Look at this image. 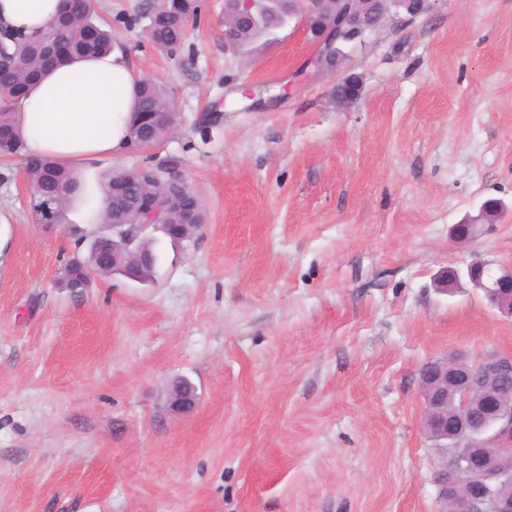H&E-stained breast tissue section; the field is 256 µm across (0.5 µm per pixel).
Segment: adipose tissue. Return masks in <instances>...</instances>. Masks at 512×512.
Masks as SVG:
<instances>
[{
    "instance_id": "ef3b65f1",
    "label": "adipose tissue",
    "mask_w": 512,
    "mask_h": 512,
    "mask_svg": "<svg viewBox=\"0 0 512 512\" xmlns=\"http://www.w3.org/2000/svg\"><path fill=\"white\" fill-rule=\"evenodd\" d=\"M61 3L0 0V27L39 34L57 16ZM137 79L118 49L48 70L31 87L21 106L22 133L29 152L50 155L67 164L125 152Z\"/></svg>"
}]
</instances>
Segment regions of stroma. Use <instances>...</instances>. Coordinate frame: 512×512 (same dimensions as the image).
I'll return each mask as SVG.
<instances>
[{
	"label": "stroma",
	"instance_id": "35a3bbf8",
	"mask_svg": "<svg viewBox=\"0 0 512 512\" xmlns=\"http://www.w3.org/2000/svg\"><path fill=\"white\" fill-rule=\"evenodd\" d=\"M143 2L94 7L167 87L179 131L155 153L206 222L159 242L153 281L74 292L73 219L37 223L24 158L0 160V512H438L418 370L512 356V317L443 287L512 267V0L391 8L321 74L304 19L241 55L200 0L167 56ZM489 200L499 219L456 240Z\"/></svg>",
	"mask_w": 512,
	"mask_h": 512
}]
</instances>
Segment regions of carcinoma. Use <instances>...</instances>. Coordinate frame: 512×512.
Segmentation results:
<instances>
[{"label": "carcinoma", "mask_w": 512, "mask_h": 512, "mask_svg": "<svg viewBox=\"0 0 512 512\" xmlns=\"http://www.w3.org/2000/svg\"><path fill=\"white\" fill-rule=\"evenodd\" d=\"M285 0H262L248 13L239 11L235 0H224V33L229 45L248 52L259 37L266 36L283 26L287 20ZM395 5L407 13L416 11L419 0H374L376 13ZM198 10L196 0H167L162 8L146 2L139 21L143 22L145 39L159 52L171 55L184 45L187 37L186 22ZM336 20V4L320 6L309 17L312 38L322 33L326 24ZM62 43L67 54L56 63L62 64L75 57H95L108 53L114 44L112 27L100 21L91 0H68L65 17L53 20L46 31L35 38L12 34L3 38L0 51V156L12 158L22 154L25 144L19 133L20 103L31 85L30 76L41 65L45 44ZM175 105L164 86L157 81L143 80L137 88V107L129 125V137L134 147L153 148L171 136V113ZM158 112L161 118L151 124L140 122L139 113ZM182 162L177 156H146L134 169H114L99 187L102 210L92 211L87 217L90 224L117 222L142 224L147 217L138 211L139 201L145 196L155 199V221H177L183 224L204 223V209L200 198L186 179L174 180L170 171ZM28 183L36 190L52 196V212L35 210L40 221L62 224L72 195L81 189L75 171L54 159L32 157L26 164ZM92 267L104 277L134 274L144 281L153 278L156 265L130 269L126 265L112 266V257L97 264L93 247L85 255L66 265V286L77 288L83 272Z\"/></svg>", "instance_id": "1"}]
</instances>
